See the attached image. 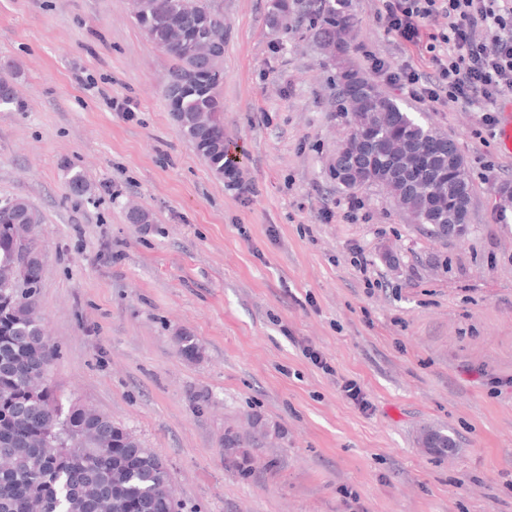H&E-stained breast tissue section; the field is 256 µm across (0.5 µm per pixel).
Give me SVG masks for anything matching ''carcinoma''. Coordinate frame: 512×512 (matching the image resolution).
Here are the masks:
<instances>
[{
  "label": "carcinoma",
  "mask_w": 512,
  "mask_h": 512,
  "mask_svg": "<svg viewBox=\"0 0 512 512\" xmlns=\"http://www.w3.org/2000/svg\"><path fill=\"white\" fill-rule=\"evenodd\" d=\"M293 8L289 0H270L273 30L288 24ZM132 13L146 36L173 60L164 95L171 110L184 115L183 136L216 174L232 169L235 160L224 145L220 94L203 96L192 90L207 73L223 75L222 58L203 68L192 46L207 27H224V18L205 0H138ZM303 15L317 39L333 47L347 42L357 25L351 0H304ZM335 84L339 114L369 115L342 144L344 166L331 171L336 183L348 190L382 185L402 201L404 182L393 176L397 161L376 152L358 156L357 143L376 146L398 140L407 150L420 151L433 141L437 149L425 155L418 174L430 179L434 191L414 198L410 213L435 236L438 225L451 217L458 224L468 223L471 185L466 169L448 171V155L456 153L454 139L426 127L356 71L340 72ZM22 108L12 79L1 76L0 109ZM28 209L23 200L1 205L0 227L22 222ZM21 253L0 242L1 283H6L8 269ZM0 293L11 299L0 320V512H30L32 502L38 512H98L100 502L112 503V512H180L169 467L131 431L105 414L77 405L64 407L51 385L31 391V379L44 373L57 349L44 334L38 294L19 296L12 288H0ZM267 438L255 427L246 435L231 429L224 433V442L236 449Z\"/></svg>",
  "instance_id": "carcinoma-1"
}]
</instances>
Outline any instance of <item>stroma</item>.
I'll return each instance as SVG.
<instances>
[{"mask_svg": "<svg viewBox=\"0 0 512 512\" xmlns=\"http://www.w3.org/2000/svg\"><path fill=\"white\" fill-rule=\"evenodd\" d=\"M207 2L224 17L235 186L174 121L172 59L130 0H0V73L25 103L0 111V204L26 200L38 218L58 394L154 449L181 512H351V494L358 512H512V154L478 107L422 104L371 74L375 58L426 68L447 18L410 43L379 0H352L357 26L332 58L297 17L273 33L268 0ZM343 69L456 141L472 189L461 239L432 235L383 186L331 177L349 132ZM133 203L148 223L129 222ZM258 417L279 435L238 470L224 432ZM431 430L450 452L423 448Z\"/></svg>", "mask_w": 512, "mask_h": 512, "instance_id": "stroma-1", "label": "stroma"}]
</instances>
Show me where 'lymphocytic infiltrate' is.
Instances as JSON below:
<instances>
[{
    "label": "lymphocytic infiltrate",
    "mask_w": 512,
    "mask_h": 512,
    "mask_svg": "<svg viewBox=\"0 0 512 512\" xmlns=\"http://www.w3.org/2000/svg\"><path fill=\"white\" fill-rule=\"evenodd\" d=\"M390 30L411 40L420 27L446 16L448 25L434 34L444 52L432 54L427 71L382 59L371 62L377 75L429 104L478 106L483 122L496 123L499 99L512 92V0H382ZM494 33L486 45L482 31Z\"/></svg>",
    "instance_id": "f902f5d3"
}]
</instances>
